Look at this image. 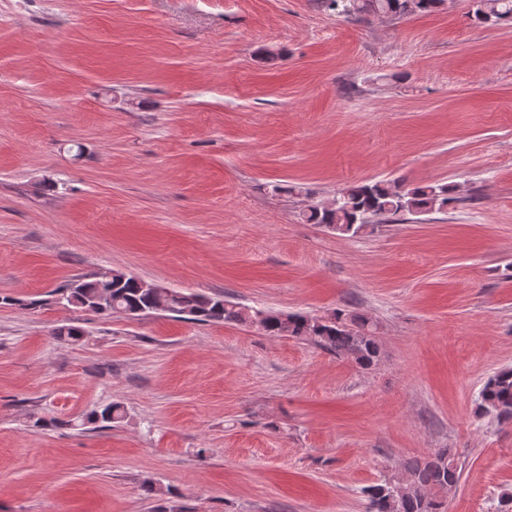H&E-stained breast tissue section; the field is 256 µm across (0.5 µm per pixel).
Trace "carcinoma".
I'll return each instance as SVG.
<instances>
[{
	"instance_id": "1",
	"label": "carcinoma",
	"mask_w": 512,
	"mask_h": 512,
	"mask_svg": "<svg viewBox=\"0 0 512 512\" xmlns=\"http://www.w3.org/2000/svg\"><path fill=\"white\" fill-rule=\"evenodd\" d=\"M445 0H324L337 15L405 16L432 13ZM469 18L481 24L512 19V0H475ZM458 202L455 188L447 184L400 188L388 181L360 182L342 189L332 205H313L302 212L309 224H320L340 234L355 236L369 224L403 214L443 212ZM67 305L111 316L129 312L146 316L164 306L177 318L211 323L259 324L273 336H289L310 342L363 368L376 364L380 347L370 321L358 314L336 310L326 317L256 309L224 299L168 288L139 287L133 276L114 271L110 276H81L60 289ZM479 413L499 422L512 421V369H503L485 382L478 403ZM123 418L121 407L108 403L92 411L87 422L110 427ZM408 476L397 483H384L365 490L367 512H441L437 494L457 486L461 472L448 449L441 448L424 461L406 467Z\"/></svg>"
}]
</instances>
